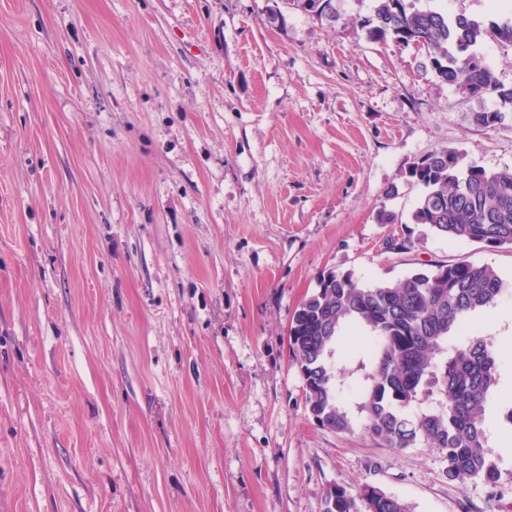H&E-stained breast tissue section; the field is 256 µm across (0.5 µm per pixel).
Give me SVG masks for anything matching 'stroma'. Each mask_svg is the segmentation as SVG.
<instances>
[{
	"mask_svg": "<svg viewBox=\"0 0 512 512\" xmlns=\"http://www.w3.org/2000/svg\"><path fill=\"white\" fill-rule=\"evenodd\" d=\"M377 5L0 0V512H325L335 484L512 512V295L459 328L498 356L493 484L363 432L364 330L334 356L354 432L317 423L289 356L327 272L512 279V247L412 223L424 189L405 182L448 149L512 169V104L368 39ZM411 5L512 18L505 0Z\"/></svg>",
	"mask_w": 512,
	"mask_h": 512,
	"instance_id": "1",
	"label": "stroma"
}]
</instances>
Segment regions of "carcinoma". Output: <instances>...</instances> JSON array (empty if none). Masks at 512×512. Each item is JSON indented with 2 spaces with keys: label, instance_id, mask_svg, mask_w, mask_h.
<instances>
[{
  "label": "carcinoma",
  "instance_id": "carcinoma-1",
  "mask_svg": "<svg viewBox=\"0 0 512 512\" xmlns=\"http://www.w3.org/2000/svg\"><path fill=\"white\" fill-rule=\"evenodd\" d=\"M367 36L376 42H417L428 54L436 77L459 89L476 86L512 103L507 89L487 65H476L474 48L486 37L512 43V20L484 24L435 11L414 10L405 0H379ZM410 185L425 189L412 221L434 234L498 248L512 246V170L488 171L464 164L446 150L422 158L406 173ZM512 291V280L486 264H441L395 283L359 284L349 273L322 276L314 294L296 310L288 348L298 368L305 403L320 426L350 433L353 422L340 406L336 368L330 355L346 325L365 328L371 342V372L363 386L364 432L386 448L415 442L439 450L450 479L497 481L485 450L482 410L498 385L495 353L482 338L453 346L443 371L435 359L470 314L497 304ZM447 399L440 410L419 417L410 409L427 399L432 387ZM360 497L370 512H407L398 498L366 485ZM326 512H358L339 485L326 492Z\"/></svg>",
  "mask_w": 512,
  "mask_h": 512
}]
</instances>
